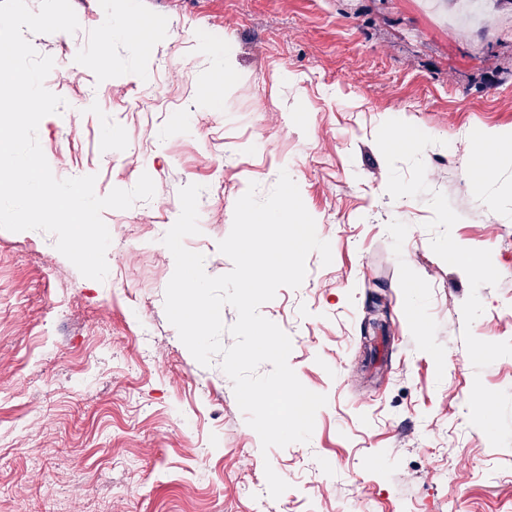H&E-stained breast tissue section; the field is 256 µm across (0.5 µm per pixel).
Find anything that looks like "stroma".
Instances as JSON below:
<instances>
[{
    "instance_id": "obj_1",
    "label": "stroma",
    "mask_w": 512,
    "mask_h": 512,
    "mask_svg": "<svg viewBox=\"0 0 512 512\" xmlns=\"http://www.w3.org/2000/svg\"><path fill=\"white\" fill-rule=\"evenodd\" d=\"M76 34H29L63 97L38 139L55 177L152 200L102 213L104 281L54 235L0 229V512H512V447L469 422L474 380L512 391V356L475 371L465 273L438 257L427 196L392 199L376 144L397 118L435 140L426 182L461 246L501 275L482 286L478 339L512 340V155L482 180L486 131L512 135V17L454 22L456 0H71ZM150 28L136 47L113 20ZM107 48H100L102 34ZM232 61L237 84L217 72ZM287 171L329 241L296 289L260 308L290 367L326 395L306 443L262 452L220 358L200 365L164 309L163 244L180 188H206L184 245L208 275L249 183ZM289 484L267 491L265 465Z\"/></svg>"
}]
</instances>
